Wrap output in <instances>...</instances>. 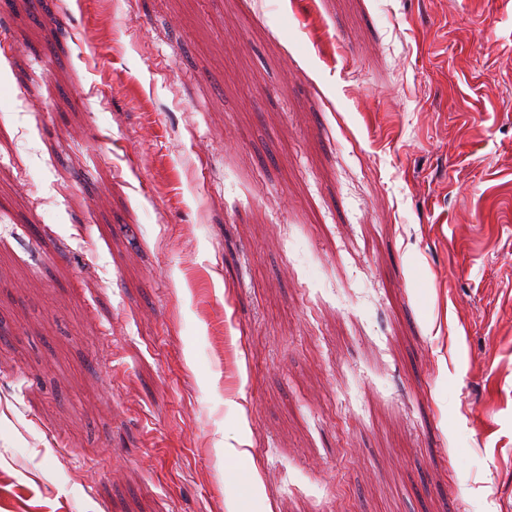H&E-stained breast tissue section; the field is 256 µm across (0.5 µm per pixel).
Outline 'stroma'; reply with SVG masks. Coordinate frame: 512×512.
<instances>
[{
	"instance_id": "1",
	"label": "stroma",
	"mask_w": 512,
	"mask_h": 512,
	"mask_svg": "<svg viewBox=\"0 0 512 512\" xmlns=\"http://www.w3.org/2000/svg\"><path fill=\"white\" fill-rule=\"evenodd\" d=\"M51 8L0 4V512H512V0Z\"/></svg>"
}]
</instances>
